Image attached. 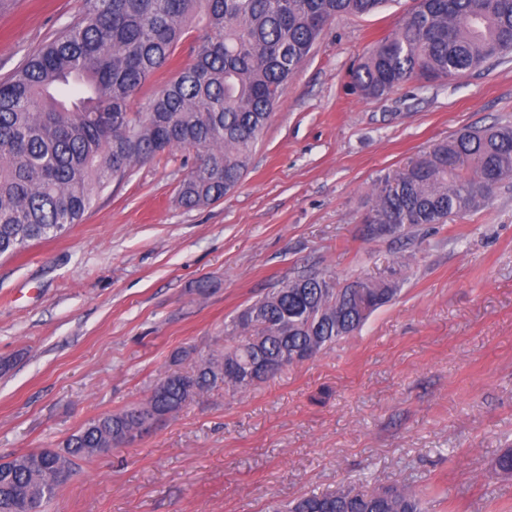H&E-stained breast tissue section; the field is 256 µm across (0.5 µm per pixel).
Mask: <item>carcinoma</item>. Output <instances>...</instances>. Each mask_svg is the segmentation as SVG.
Instances as JSON below:
<instances>
[{"label": "carcinoma", "mask_w": 512, "mask_h": 512, "mask_svg": "<svg viewBox=\"0 0 512 512\" xmlns=\"http://www.w3.org/2000/svg\"><path fill=\"white\" fill-rule=\"evenodd\" d=\"M388 0H84L79 18L0 81V256L56 239L136 164L196 150L181 205L210 204L243 178L259 135L324 27ZM204 22L194 62L157 93L130 103L170 65L192 24ZM512 54V0H414L399 27L352 71L380 98L414 79L450 81ZM512 180V125L464 129L386 175L365 219L396 234L475 211ZM396 268L345 288L303 270L247 304L224 335L232 344L182 375L166 376L139 407L97 416L57 449L0 462V512H48L64 474L121 441L150 415L172 416L218 382L245 391L252 365L277 372L357 332L397 296ZM280 512H423L421 493L342 486Z\"/></svg>", "instance_id": "1"}]
</instances>
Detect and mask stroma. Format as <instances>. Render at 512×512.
<instances>
[{
    "label": "stroma",
    "instance_id": "35a3bbf8",
    "mask_svg": "<svg viewBox=\"0 0 512 512\" xmlns=\"http://www.w3.org/2000/svg\"><path fill=\"white\" fill-rule=\"evenodd\" d=\"M413 6L336 19L284 86L240 186L176 200L192 153L135 165L80 224L0 258V459L223 351L224 325L303 270L345 282L400 265L397 299L316 359L217 385L129 446L80 462L51 512H273L340 485L409 486L427 512H512V182L449 223L372 235L378 179L467 127L512 122V58L382 99L350 69ZM81 0H0V80Z\"/></svg>",
    "mask_w": 512,
    "mask_h": 512
}]
</instances>
